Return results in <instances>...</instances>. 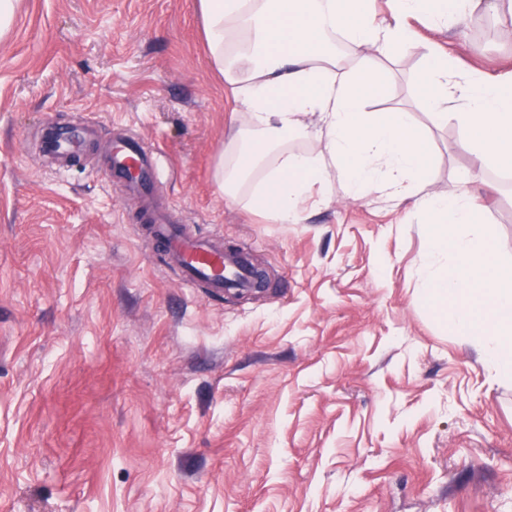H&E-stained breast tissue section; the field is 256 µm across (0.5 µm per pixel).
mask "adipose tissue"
I'll return each mask as SVG.
<instances>
[{
    "mask_svg": "<svg viewBox=\"0 0 512 512\" xmlns=\"http://www.w3.org/2000/svg\"><path fill=\"white\" fill-rule=\"evenodd\" d=\"M197 0L210 60L245 119L224 146L220 190L248 194L250 209L300 224L313 184L338 174L346 195L412 202L428 221L419 299L445 315L457 341L474 346L502 380H512V263L477 226L484 185L425 193L432 159L409 113L368 109L383 91L373 67L423 48L422 103L436 124H456L462 145L497 168H512V70L457 76L436 43L420 45L410 24L467 26L474 14L512 16V0ZM319 133L322 156L289 150Z\"/></svg>",
    "mask_w": 512,
    "mask_h": 512,
    "instance_id": "1",
    "label": "adipose tissue"
}]
</instances>
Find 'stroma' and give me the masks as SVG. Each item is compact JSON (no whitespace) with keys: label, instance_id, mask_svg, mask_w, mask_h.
Listing matches in <instances>:
<instances>
[{"label":"stroma","instance_id":"obj_1","mask_svg":"<svg viewBox=\"0 0 512 512\" xmlns=\"http://www.w3.org/2000/svg\"><path fill=\"white\" fill-rule=\"evenodd\" d=\"M461 69H512L475 14L433 32ZM440 193L461 178L512 262V171L436 125L419 53L377 62ZM232 111L195 0H19L0 43V512H512V383L419 300L426 223L315 185L279 224L219 191ZM94 123L78 161L40 143ZM160 158L155 202L268 271L256 297L182 285L113 141Z\"/></svg>","mask_w":512,"mask_h":512}]
</instances>
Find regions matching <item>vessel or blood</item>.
<instances>
[{"mask_svg":"<svg viewBox=\"0 0 512 512\" xmlns=\"http://www.w3.org/2000/svg\"><path fill=\"white\" fill-rule=\"evenodd\" d=\"M88 126L49 130L45 146L49 152L68 154L76 152L91 134ZM156 156L144 150L132 139H119L108 160L113 178L123 181L126 188L147 202V220L153 236L165 247L169 263L182 272V283L188 288H206L220 295L228 288L245 287L251 277L238 261L236 254L226 252L214 236L187 232L170 223L164 212L152 209L155 194L154 172Z\"/></svg>","mask_w":512,"mask_h":512,"instance_id":"b4317fda","label":"vessel or blood"}]
</instances>
